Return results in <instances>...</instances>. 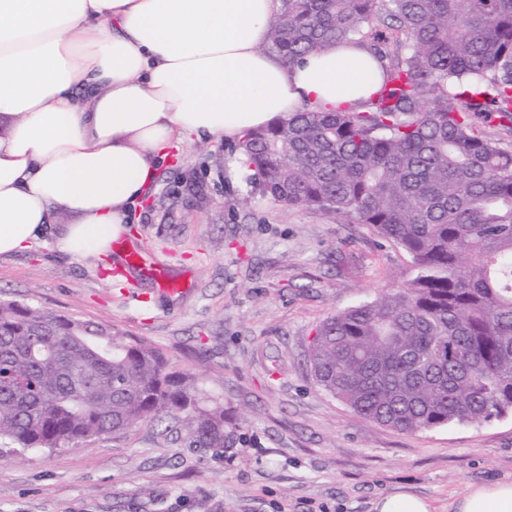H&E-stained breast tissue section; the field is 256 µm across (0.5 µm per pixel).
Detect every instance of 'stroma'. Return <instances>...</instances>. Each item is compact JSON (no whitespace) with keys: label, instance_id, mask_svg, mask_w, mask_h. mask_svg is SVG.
Instances as JSON below:
<instances>
[{"label":"stroma","instance_id":"35a3bbf8","mask_svg":"<svg viewBox=\"0 0 512 512\" xmlns=\"http://www.w3.org/2000/svg\"><path fill=\"white\" fill-rule=\"evenodd\" d=\"M235 145L191 138L159 161L126 235L183 281L156 292L122 255L59 251L52 213L0 257V298L109 324L155 348L224 409L223 449L191 448L174 419L52 451L0 457V512H373L400 489L434 512L472 486L512 482V414L400 432L315 382L308 351L327 317L416 275L370 226L284 206L228 176Z\"/></svg>","mask_w":512,"mask_h":512}]
</instances>
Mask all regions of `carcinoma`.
Here are the masks:
<instances>
[{
  "instance_id": "cac0c4a2",
  "label": "carcinoma",
  "mask_w": 512,
  "mask_h": 512,
  "mask_svg": "<svg viewBox=\"0 0 512 512\" xmlns=\"http://www.w3.org/2000/svg\"><path fill=\"white\" fill-rule=\"evenodd\" d=\"M368 44L383 81L359 109L303 106L242 141L274 202L346 217L417 274L328 317L315 381L398 431L512 413V0H279L266 50L293 63ZM178 414L191 448H222L224 409L110 324L0 301V446L60 448Z\"/></svg>"
}]
</instances>
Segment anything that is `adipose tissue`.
I'll return each instance as SVG.
<instances>
[{"label":"adipose tissue","mask_w":512,"mask_h":512,"mask_svg":"<svg viewBox=\"0 0 512 512\" xmlns=\"http://www.w3.org/2000/svg\"><path fill=\"white\" fill-rule=\"evenodd\" d=\"M277 0H0V256L51 213L60 251L97 258L130 221L172 141L242 140L302 106L365 102L383 76L358 44L288 64L267 53ZM455 512H512V482Z\"/></svg>","instance_id":"obj_1"}]
</instances>
